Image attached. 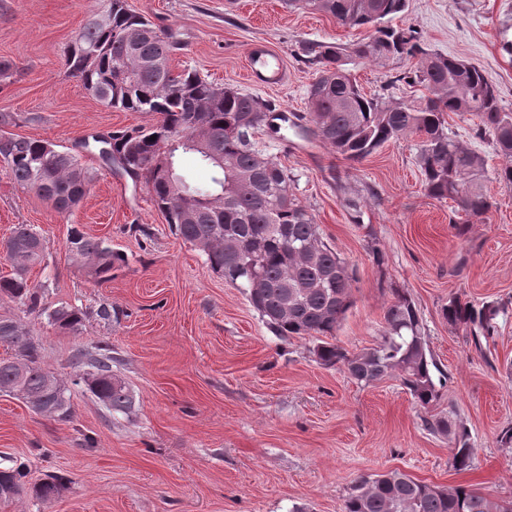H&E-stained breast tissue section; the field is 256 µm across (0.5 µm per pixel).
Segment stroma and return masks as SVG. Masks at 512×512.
Segmentation results:
<instances>
[{
	"mask_svg": "<svg viewBox=\"0 0 512 512\" xmlns=\"http://www.w3.org/2000/svg\"><path fill=\"white\" fill-rule=\"evenodd\" d=\"M181 48L174 70H195L222 86L306 113L316 76L303 48L369 38L320 13L289 10L283 0H127ZM103 0H0V114L8 132L51 142L79 155L93 174L88 195L60 213L11 180L0 163V240L28 224L44 239L47 258L30 282L48 308L69 305L86 317L66 332L47 316L0 297V315L25 327L47 369L68 385L71 414L33 412L0 393V464L23 462L29 482L65 476L59 495L23 493L0 512H338L360 477L398 469L443 488L465 485L494 499L512 497V447L498 441L512 427V188L494 177L503 164L473 115L448 113L449 136L486 160L488 219L457 233L452 203L425 191L415 141L385 144L359 162L343 159L311 136L288 129L256 135L296 178L295 195L325 240L355 272L353 304L336 331L349 352L377 342L393 289L413 299L434 356L447 374L437 413L464 425L474 456L456 470L447 439L423 426L421 409L389 377L360 386L340 368L319 364L312 340H283L266 328L239 288L209 267L204 254L177 237L140 179L104 164L85 143L154 121L100 103L68 77L65 55ZM432 50L481 66L500 103L512 110V0H409L397 18ZM281 59L285 82L259 88L246 79L253 43ZM347 67L371 96L406 101L402 82L414 62ZM360 198V215L347 206ZM111 241L125 262L102 283L90 280L68 250L71 229ZM378 245L383 266L370 252ZM453 296L506 308L493 341L476 350L448 325L441 308ZM107 306L111 319L98 317ZM100 343L112 369L131 387V413H111L83 385L73 357Z\"/></svg>",
	"mask_w": 512,
	"mask_h": 512,
	"instance_id": "stroma-1",
	"label": "stroma"
}]
</instances>
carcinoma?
<instances>
[{
    "instance_id": "obj_1",
    "label": "carcinoma",
    "mask_w": 512,
    "mask_h": 512,
    "mask_svg": "<svg viewBox=\"0 0 512 512\" xmlns=\"http://www.w3.org/2000/svg\"><path fill=\"white\" fill-rule=\"evenodd\" d=\"M407 0H284L323 13L350 28H370L369 41L341 47L319 43L304 48L307 63L318 75L307 90L308 122L298 125L344 159L359 162L391 141L417 138L416 165L427 193L453 202L452 221L462 234L471 220L482 221L490 210L485 192V159L448 135L443 114L470 112L478 119L479 135L490 137L497 153L510 160L496 172L497 181L512 187V112L499 103L485 72L475 65L459 64L453 57L423 48L415 28L389 25L403 13ZM103 12L112 26L92 18L69 47L66 73L77 79L106 106L127 112H148L158 121L148 127L118 130L96 138L99 153L116 162L130 176L145 177L157 208L175 235L206 256L212 270L236 288L244 289L249 303L275 336L315 341L312 353L326 367L342 366L350 379L370 386L397 377L415 403L424 410L440 397L447 375L440 370L418 310L409 295L393 289L384 309V330L376 343L356 353L327 341L335 338L352 305L354 271L324 240L312 216L297 202L288 170L255 146V133L266 122L282 120L275 106L258 96L222 87L184 69L170 71L179 42L161 36L144 17L130 11L126 0H107ZM416 59L412 82L429 95L409 102L367 96L344 67L349 56L383 64L395 57ZM118 67L132 80L113 81ZM200 115L209 152L190 149L213 171L211 183L199 188L179 179L175 186L155 170L161 145L172 137L195 133L191 118ZM0 158L13 180L33 192L58 212L78 205L90 190L92 177L79 158L65 150L45 151L44 141L9 135L0 142ZM185 193L207 198L224 193L218 208L202 206L189 219L172 203ZM72 260L97 282L111 279L112 270L125 263L124 255L105 239L93 238L73 228L68 238ZM0 257L12 273L0 277V296L30 312H45L43 297L29 282L30 270L45 260V245L28 224H18L0 243ZM504 308L495 302L476 305L459 296L448 299L442 315L448 324L471 337L477 350L498 333ZM52 323L76 333L85 312L61 306L48 313ZM0 342L17 353L14 361H0V392H15L18 368L24 369L22 396L34 412L53 416L70 410V392L41 359L39 344L29 331L10 317L0 316ZM79 381L110 412H129L134 395L127 383L112 373V347L96 345L74 359ZM427 429L448 438L452 466L465 470L472 451L468 430L443 417L423 418ZM23 464L0 467V490L16 496L26 489ZM65 485V477L32 486V494L49 498ZM339 512H512V500L494 499L467 486L448 489L418 481L398 470L362 478L342 500Z\"/></svg>"
}]
</instances>
